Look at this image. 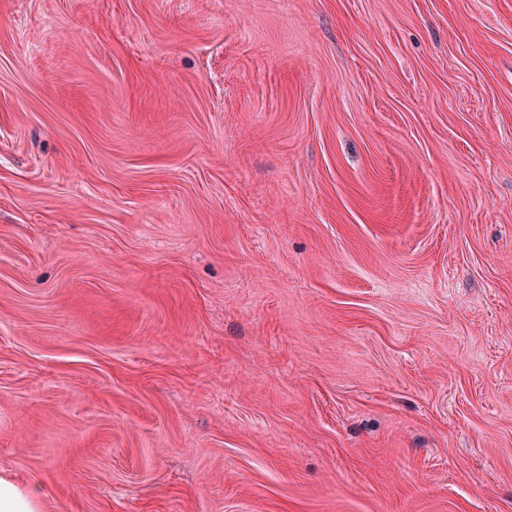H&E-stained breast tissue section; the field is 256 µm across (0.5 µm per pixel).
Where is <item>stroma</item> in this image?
Instances as JSON below:
<instances>
[{"label": "stroma", "mask_w": 512, "mask_h": 512, "mask_svg": "<svg viewBox=\"0 0 512 512\" xmlns=\"http://www.w3.org/2000/svg\"><path fill=\"white\" fill-rule=\"evenodd\" d=\"M1 467L512 512V0H0Z\"/></svg>", "instance_id": "obj_1"}]
</instances>
